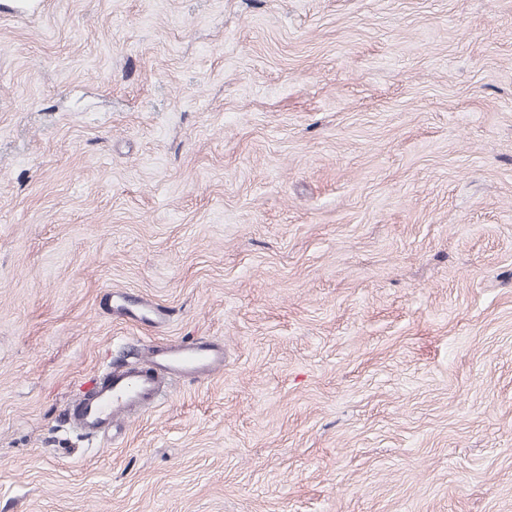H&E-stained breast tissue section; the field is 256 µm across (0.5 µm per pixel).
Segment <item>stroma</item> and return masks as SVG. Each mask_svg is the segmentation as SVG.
<instances>
[{"label":"stroma","mask_w":512,"mask_h":512,"mask_svg":"<svg viewBox=\"0 0 512 512\" xmlns=\"http://www.w3.org/2000/svg\"><path fill=\"white\" fill-rule=\"evenodd\" d=\"M0 512H512V0H0ZM224 370V344L155 346L144 365L114 367L93 395L67 408L70 423L89 437L112 438L122 420L156 407L177 379H201Z\"/></svg>","instance_id":"stroma-1"}]
</instances>
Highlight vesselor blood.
<instances>
[{
    "mask_svg": "<svg viewBox=\"0 0 512 512\" xmlns=\"http://www.w3.org/2000/svg\"><path fill=\"white\" fill-rule=\"evenodd\" d=\"M224 368V346L203 342L153 347L143 365L114 367L93 395L67 409V417L89 437L116 431L122 420L156 407L177 379H201Z\"/></svg>",
    "mask_w": 512,
    "mask_h": 512,
    "instance_id": "b4317fda",
    "label": "vessel or blood"
}]
</instances>
